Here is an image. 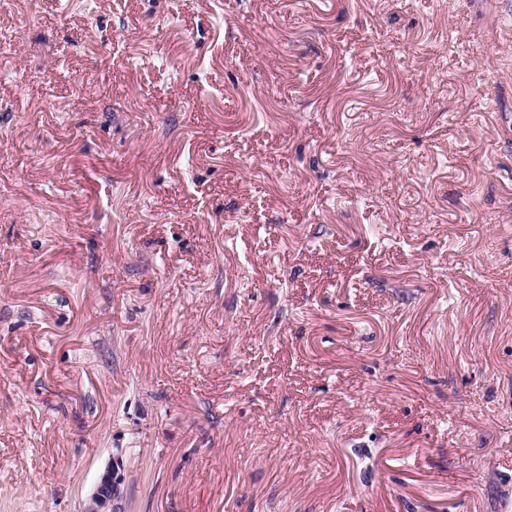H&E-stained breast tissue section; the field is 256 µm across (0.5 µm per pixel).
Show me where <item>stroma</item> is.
I'll use <instances>...</instances> for the list:
<instances>
[{"label":"stroma","instance_id":"stroma-1","mask_svg":"<svg viewBox=\"0 0 512 512\" xmlns=\"http://www.w3.org/2000/svg\"><path fill=\"white\" fill-rule=\"evenodd\" d=\"M0 31V512H512V0ZM121 477L112 463L99 475L92 492L86 499L83 512L115 511L112 502L119 495Z\"/></svg>","mask_w":512,"mask_h":512}]
</instances>
